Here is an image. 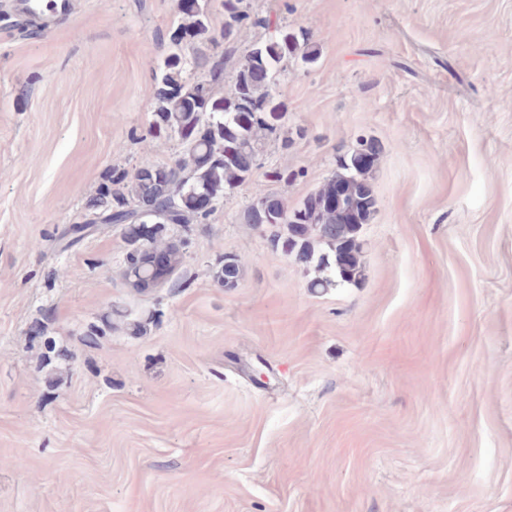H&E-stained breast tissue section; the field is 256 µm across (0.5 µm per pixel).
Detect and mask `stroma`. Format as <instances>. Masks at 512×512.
I'll list each match as a JSON object with an SVG mask.
<instances>
[{"label":"stroma","instance_id":"35a3bbf8","mask_svg":"<svg viewBox=\"0 0 512 512\" xmlns=\"http://www.w3.org/2000/svg\"><path fill=\"white\" fill-rule=\"evenodd\" d=\"M0 0V512H512V0H244L306 32L277 91L287 139L187 239L171 281L123 278L116 224L66 232L113 169L169 164L151 133L177 0H76L53 23ZM362 275L314 266L245 223L296 206L359 140ZM284 170L288 181L270 178ZM237 257L236 287L215 272ZM147 335L81 341L111 305ZM74 354L42 370L31 328Z\"/></svg>","mask_w":512,"mask_h":512}]
</instances>
